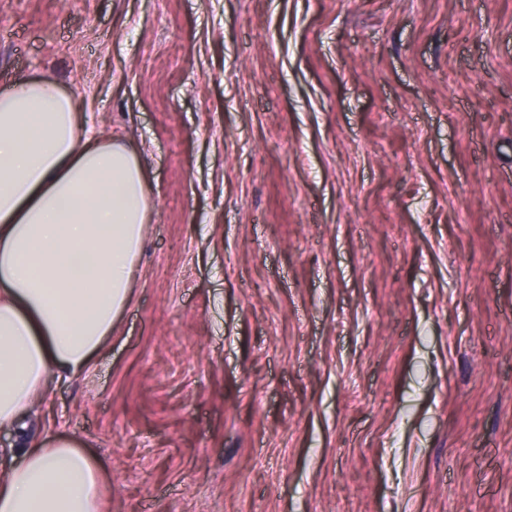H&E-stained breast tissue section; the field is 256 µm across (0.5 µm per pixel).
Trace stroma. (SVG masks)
Wrapping results in <instances>:
<instances>
[{
    "instance_id": "stroma-1",
    "label": "stroma",
    "mask_w": 512,
    "mask_h": 512,
    "mask_svg": "<svg viewBox=\"0 0 512 512\" xmlns=\"http://www.w3.org/2000/svg\"><path fill=\"white\" fill-rule=\"evenodd\" d=\"M153 209L33 425L107 512H512V0H0Z\"/></svg>"
}]
</instances>
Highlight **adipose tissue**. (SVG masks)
Here are the masks:
<instances>
[{"label":"adipose tissue","instance_id":"obj_1","mask_svg":"<svg viewBox=\"0 0 512 512\" xmlns=\"http://www.w3.org/2000/svg\"><path fill=\"white\" fill-rule=\"evenodd\" d=\"M82 106L46 79L0 92V428L18 435L0 512H100L106 487L77 439L26 425L49 379L81 376L111 338L151 215L136 148L92 133Z\"/></svg>","mask_w":512,"mask_h":512}]
</instances>
